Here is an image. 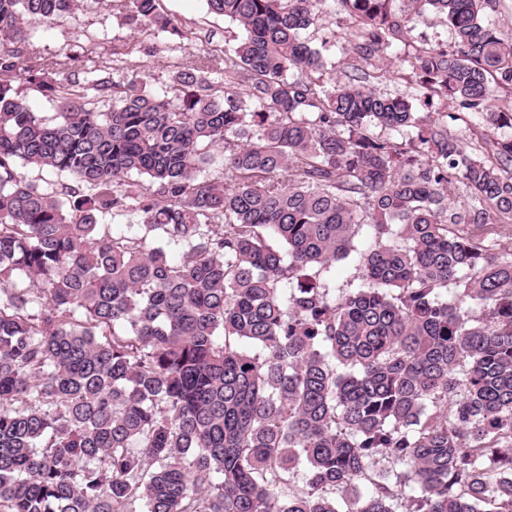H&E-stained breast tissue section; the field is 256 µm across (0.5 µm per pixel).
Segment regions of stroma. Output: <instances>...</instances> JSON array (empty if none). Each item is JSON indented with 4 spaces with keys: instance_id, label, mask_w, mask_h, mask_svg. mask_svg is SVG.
Returning <instances> with one entry per match:
<instances>
[{
    "instance_id": "stroma-1",
    "label": "stroma",
    "mask_w": 512,
    "mask_h": 512,
    "mask_svg": "<svg viewBox=\"0 0 512 512\" xmlns=\"http://www.w3.org/2000/svg\"><path fill=\"white\" fill-rule=\"evenodd\" d=\"M123 0H82L79 9L72 15L51 25L36 27L30 37L29 49L45 58L76 49L84 36H92L98 42L96 55L78 59L64 76L70 80L101 74L117 82L131 78L133 71H140L148 88L162 93L169 81L167 63L177 62L186 56H200L208 44L224 42V30L228 26L223 17L208 13L206 0H162L166 13L174 16L183 26L192 28L197 39L188 49L178 48L175 41L166 36L143 39L141 53L132 57L131 67L122 68L112 62L114 43L131 41L130 30L121 21ZM349 19L344 15L336 0H324L315 26L305 31L309 45L318 49L327 62L324 76L327 83L334 81L351 82L361 77L355 68L353 43L348 35ZM451 34L447 25L432 17L416 23L399 45L397 54L391 55L386 70H370L365 77L369 87L385 96L411 98L418 112L435 114L455 112V104L426 102L416 91L413 83L403 81L402 73L408 72V60L415 49L422 46H443L449 44Z\"/></svg>"
}]
</instances>
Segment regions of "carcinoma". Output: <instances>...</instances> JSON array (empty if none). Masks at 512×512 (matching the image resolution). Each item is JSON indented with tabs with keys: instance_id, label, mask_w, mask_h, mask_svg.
I'll return each mask as SVG.
<instances>
[{
	"instance_id": "obj_1",
	"label": "carcinoma",
	"mask_w": 512,
	"mask_h": 512,
	"mask_svg": "<svg viewBox=\"0 0 512 512\" xmlns=\"http://www.w3.org/2000/svg\"><path fill=\"white\" fill-rule=\"evenodd\" d=\"M320 2L206 0L242 35L158 96L27 51L79 0H0V512H512V37L497 0H337L378 68L448 23L404 79L478 119L469 153L325 83ZM122 21L194 41L160 0ZM127 213L143 235L111 233ZM357 256L356 253H352L348 259L336 262L324 274L323 281L332 288L336 297L361 285Z\"/></svg>"
}]
</instances>
